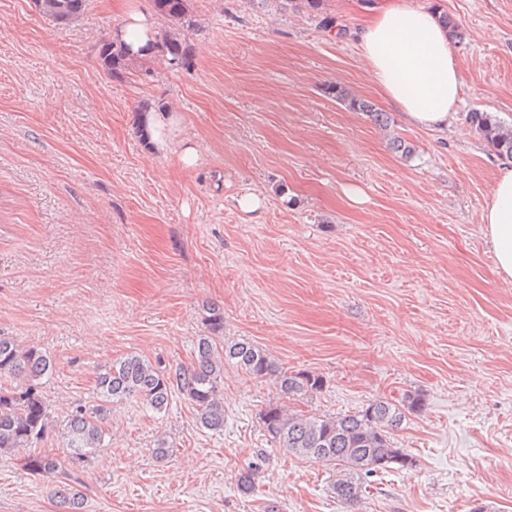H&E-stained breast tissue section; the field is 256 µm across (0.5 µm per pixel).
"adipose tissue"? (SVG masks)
<instances>
[{
  "mask_svg": "<svg viewBox=\"0 0 512 512\" xmlns=\"http://www.w3.org/2000/svg\"><path fill=\"white\" fill-rule=\"evenodd\" d=\"M132 54L152 57L157 31L149 13L129 11L118 31ZM358 45L370 73L387 101L412 126L444 132L457 120L462 78L435 11L406 0L376 9L359 32ZM154 151L178 153L183 166H194L195 150L180 138L176 109L144 115ZM481 221L497 271L512 281V168H501L484 201Z\"/></svg>",
  "mask_w": 512,
  "mask_h": 512,
  "instance_id": "adipose-tissue-1",
  "label": "adipose tissue"
}]
</instances>
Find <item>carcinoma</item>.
I'll return each instance as SVG.
<instances>
[{"label": "carcinoma", "instance_id": "carcinoma-1", "mask_svg": "<svg viewBox=\"0 0 512 512\" xmlns=\"http://www.w3.org/2000/svg\"><path fill=\"white\" fill-rule=\"evenodd\" d=\"M283 13H306L324 28L335 18L324 13L326 0H272ZM88 0H34L36 10L57 27H67L86 10ZM156 15L172 25L157 35L155 55L172 68L189 67L193 48L185 32L193 27L190 0H152ZM100 67L115 81H123L137 59L130 49L112 39L98 50ZM325 93L353 112H363L376 125L388 128V117L373 104L342 85H329ZM467 121L505 159H512V124L487 112L474 110ZM207 334L200 337L190 365L175 370L128 354L97 373L96 400L78 405L67 419L64 437L73 460L85 459L103 447L104 423L112 405L137 398L161 413L173 393L179 392L196 409L200 425L211 431L224 430V365L234 364L261 382L271 381L284 398L294 401L323 389L322 376L308 371L280 368L271 356L254 343L221 341L224 315L216 305L207 306ZM53 362L35 346L25 347L0 336V453L20 452L43 440L52 427L48 405L40 387L51 375ZM419 397L400 403L387 398L369 401L359 410L344 415L303 414L283 405L271 404L260 414L264 430L288 452L308 460L338 467L332 489L336 498L355 505L365 491L364 478L379 472L412 468L415 459L397 446L394 434L408 415L422 411ZM25 468L32 475L58 480L54 496L60 512H83V492L71 485L64 461L56 455L31 453Z\"/></svg>", "mask_w": 512, "mask_h": 512}]
</instances>
